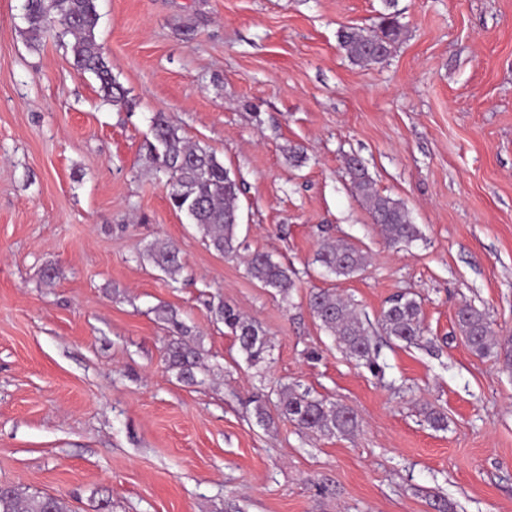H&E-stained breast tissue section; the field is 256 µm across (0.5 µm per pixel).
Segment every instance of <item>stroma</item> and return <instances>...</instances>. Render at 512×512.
Masks as SVG:
<instances>
[{
  "mask_svg": "<svg viewBox=\"0 0 512 512\" xmlns=\"http://www.w3.org/2000/svg\"><path fill=\"white\" fill-rule=\"evenodd\" d=\"M23 4L0 0V484L71 512H512V373L455 326L469 304L512 337V0H97L125 107L75 69L70 37L29 47ZM388 11L390 57L354 64L338 30ZM159 112L241 182V256L171 208L144 149ZM351 156L420 240L385 242ZM339 238L367 256L349 279L315 261ZM155 243L179 248L180 275L154 266ZM255 251L293 270L289 296L247 276ZM321 288L372 322L413 297L424 336L374 330L371 371L314 317ZM219 298L262 326L263 363L216 320ZM162 306L203 349L197 384L165 364ZM289 386L356 428L303 433L277 406Z\"/></svg>",
  "mask_w": 512,
  "mask_h": 512,
  "instance_id": "35a3bbf8",
  "label": "stroma"
}]
</instances>
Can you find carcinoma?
Returning <instances> with one entry per match:
<instances>
[{
  "label": "carcinoma",
  "mask_w": 512,
  "mask_h": 512,
  "mask_svg": "<svg viewBox=\"0 0 512 512\" xmlns=\"http://www.w3.org/2000/svg\"><path fill=\"white\" fill-rule=\"evenodd\" d=\"M63 21L60 34L73 38L71 51L77 70L93 75L99 81L103 97L115 106H127L126 92L112 76L111 66L101 54L96 39L100 14L97 0H24V34L32 46L41 43L47 35L46 21ZM402 35V26L393 17H385L376 30L365 32L356 28L338 31V43L356 64H379L390 56ZM153 137L146 141V149L166 181L174 182L169 192L172 208L186 215L190 223L203 233L205 244L222 256H234L240 248L238 200L241 186L216 152L206 146L189 144L178 133L168 116L158 112L153 118ZM355 194L367 204L369 213L392 246L408 244L421 238V231L413 224L409 212L398 200L379 194L362 162L347 160ZM151 258L163 271L173 275L183 264L179 250L164 244L151 250ZM315 262L336 278H349L366 265V255L354 243L339 239L322 242ZM247 275L262 287L287 297L294 288L293 271L264 252L250 255ZM309 305L322 327L334 337L337 346L348 357L364 360L374 368L379 366L371 357L368 330L355 313L352 303L334 288L320 289L311 294ZM217 320L224 323L246 360L257 365L264 361L269 348L261 326L242 316L224 300L212 306ZM158 320L167 324L169 340L165 351L168 369L177 379L193 384L197 373L207 371L198 345L191 343V329L179 320L175 310L157 309ZM381 327L389 338L413 344L421 339L424 324L417 301L405 295L391 299L380 315ZM456 325L470 349L480 356L492 355L506 371L512 372V343L497 340L491 322L479 309L464 305L456 312ZM279 409L299 429L319 435L347 434L357 425L354 412L343 405L310 396L307 391L286 388L280 398ZM0 512H70L64 498L54 495H26L9 486L0 487Z\"/></svg>",
  "instance_id": "cac0c4a2"
}]
</instances>
